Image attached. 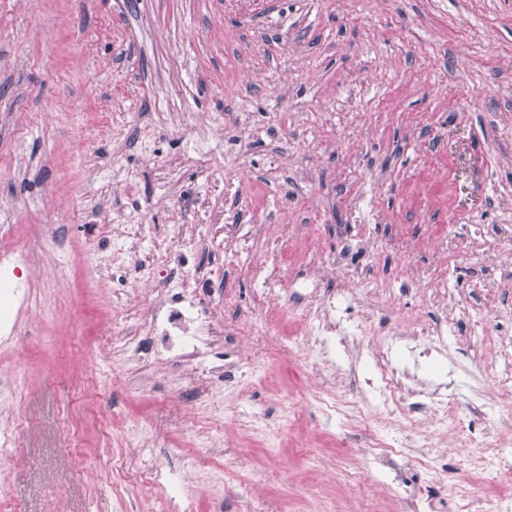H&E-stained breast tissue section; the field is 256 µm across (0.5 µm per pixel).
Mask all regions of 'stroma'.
<instances>
[{
    "label": "stroma",
    "instance_id": "obj_1",
    "mask_svg": "<svg viewBox=\"0 0 512 512\" xmlns=\"http://www.w3.org/2000/svg\"><path fill=\"white\" fill-rule=\"evenodd\" d=\"M144 214L160 240L192 225L231 329L264 302L283 233L287 278L345 247L392 288L327 275L347 316L413 321L435 292L444 316L468 292L489 327L512 320V280H485L512 258V0H0V240L31 260L30 313L0 347V432L18 437L0 446V512H157L139 477L158 467L191 483L197 512L216 497L310 512L319 484L350 512V466L388 498L390 473L336 446L364 434L349 417L302 404L287 439L260 436L312 377L303 333L264 353L240 341V374L203 394L169 356L115 347L113 322L151 297L113 279L115 227ZM472 422L461 406L454 435L431 432L448 449L435 489Z\"/></svg>",
    "mask_w": 512,
    "mask_h": 512
}]
</instances>
